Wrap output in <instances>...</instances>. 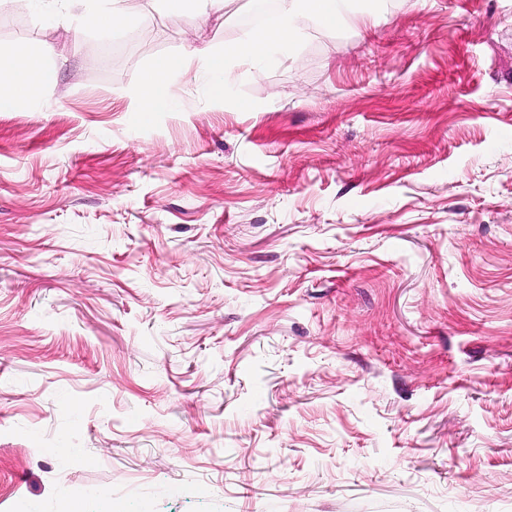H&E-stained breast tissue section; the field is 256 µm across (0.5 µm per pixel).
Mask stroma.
Instances as JSON below:
<instances>
[{
    "mask_svg": "<svg viewBox=\"0 0 512 512\" xmlns=\"http://www.w3.org/2000/svg\"><path fill=\"white\" fill-rule=\"evenodd\" d=\"M250 5L0 0L54 69L0 112V512H512V0L303 23L235 63L254 109L181 71L132 131L140 65ZM88 0H30L32 13L36 21H40L45 15H54L57 11L69 12L76 2ZM169 11L180 13H198L207 10L221 11L231 0H158ZM83 24L91 29H115L126 27L134 34L135 29L129 24L128 16L116 8L99 11L98 9H87L83 14Z\"/></svg>",
    "mask_w": 512,
    "mask_h": 512,
    "instance_id": "stroma-1",
    "label": "stroma"
}]
</instances>
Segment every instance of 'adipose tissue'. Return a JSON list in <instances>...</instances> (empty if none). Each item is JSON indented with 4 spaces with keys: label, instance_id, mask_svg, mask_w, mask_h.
<instances>
[{
    "label": "adipose tissue",
    "instance_id": "ef3b65f1",
    "mask_svg": "<svg viewBox=\"0 0 512 512\" xmlns=\"http://www.w3.org/2000/svg\"><path fill=\"white\" fill-rule=\"evenodd\" d=\"M50 72L40 54L18 45L0 62V110L9 111L37 99L49 81Z\"/></svg>",
    "mask_w": 512,
    "mask_h": 512
}]
</instances>
